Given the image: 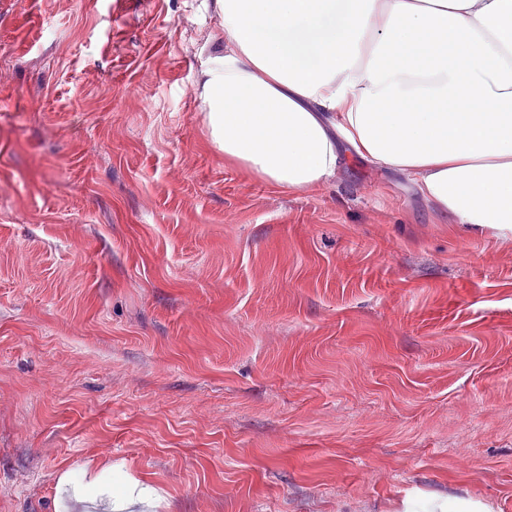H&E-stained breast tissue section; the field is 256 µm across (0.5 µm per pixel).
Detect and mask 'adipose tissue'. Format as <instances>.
I'll return each mask as SVG.
<instances>
[{
  "instance_id": "obj_1",
  "label": "adipose tissue",
  "mask_w": 512,
  "mask_h": 512,
  "mask_svg": "<svg viewBox=\"0 0 512 512\" xmlns=\"http://www.w3.org/2000/svg\"><path fill=\"white\" fill-rule=\"evenodd\" d=\"M224 52L212 142L280 189H317L343 148L407 177L442 223L512 232V0H214ZM71 472L59 498L110 512Z\"/></svg>"
}]
</instances>
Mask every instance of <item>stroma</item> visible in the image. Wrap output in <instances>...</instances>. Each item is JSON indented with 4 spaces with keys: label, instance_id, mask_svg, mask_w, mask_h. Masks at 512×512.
<instances>
[{
    "label": "stroma",
    "instance_id": "obj_1",
    "mask_svg": "<svg viewBox=\"0 0 512 512\" xmlns=\"http://www.w3.org/2000/svg\"><path fill=\"white\" fill-rule=\"evenodd\" d=\"M212 0H0V512H512V235L211 142ZM116 489L111 482H105L100 474H91L87 470L70 472L59 480L60 499L73 498L87 500L101 505L105 511L112 512V497Z\"/></svg>",
    "mask_w": 512,
    "mask_h": 512
}]
</instances>
